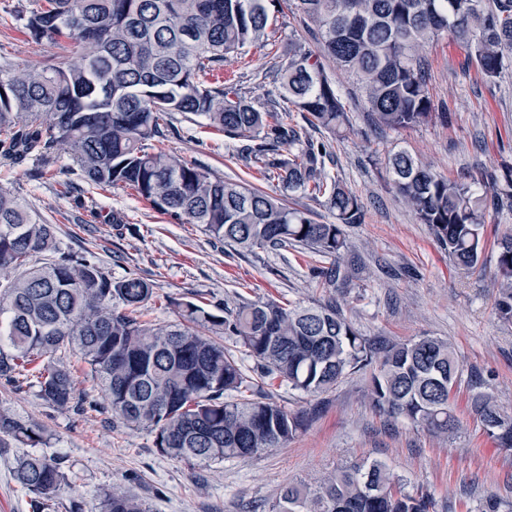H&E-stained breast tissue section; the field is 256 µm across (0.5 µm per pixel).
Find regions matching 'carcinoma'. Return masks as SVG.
<instances>
[{
  "mask_svg": "<svg viewBox=\"0 0 512 512\" xmlns=\"http://www.w3.org/2000/svg\"><path fill=\"white\" fill-rule=\"evenodd\" d=\"M316 30L318 51L288 35L283 106L262 112L234 84L208 76L224 55L268 41L267 0H42L24 28L35 39L74 42V57L46 67L0 66V159L38 162L53 173L67 152L100 189L130 187L180 224L247 250L301 246L328 259L311 268L324 288L348 292L356 269L345 260L343 226L364 222L358 195L322 168L327 144L302 140L288 112L331 133L349 124L322 58L355 77L375 126L399 131L432 117L424 52L442 35L462 43L488 80L512 66V0H286ZM203 116L241 153L291 192L326 198L335 224H318L278 199L173 157L163 138L174 115ZM392 188L429 227L453 267H477L483 210L512 207V169L491 178L492 194L441 177L405 151L385 158ZM495 310L512 322V233L497 242ZM43 254L47 261L30 263ZM0 385L32 375L48 405L82 415L106 412L155 433L158 452L195 464L260 456L284 447L305 417L262 397L277 379L306 396L367 375L374 410L436 436L458 428L452 395L462 366L452 344L434 336L380 343L362 335L331 295L311 305L274 299L210 304L171 299L180 322L145 319L152 285L112 278L91 251H60L54 225L0 189ZM211 331L207 335L199 327ZM254 362L243 367L220 337ZM77 352L104 393L77 391L56 352ZM471 409L501 448L512 449V415L488 394ZM42 427L0 411V452L46 444ZM12 479L43 512L69 480L56 458L25 454ZM101 512H149L121 491L101 495ZM385 464L342 465L317 485L290 482L271 512H429Z\"/></svg>",
  "mask_w": 512,
  "mask_h": 512,
  "instance_id": "carcinoma-1",
  "label": "carcinoma"
}]
</instances>
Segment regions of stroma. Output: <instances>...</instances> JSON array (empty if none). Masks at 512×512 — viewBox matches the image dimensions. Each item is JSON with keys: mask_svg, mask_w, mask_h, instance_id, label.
<instances>
[{"mask_svg": "<svg viewBox=\"0 0 512 512\" xmlns=\"http://www.w3.org/2000/svg\"><path fill=\"white\" fill-rule=\"evenodd\" d=\"M36 0H0V61L48 66L71 56L74 44L33 41L24 24ZM275 47L253 45L225 56L213 79L233 83L264 110L282 102L280 73L288 65V37L309 41L299 16L271 12ZM426 82L440 118L397 132L369 133L367 110L353 77L327 66L350 118L337 135L312 128L302 113L289 116L305 138L330 146L324 171L362 199L365 221L344 233L357 280L340 297L346 317L363 335L406 340L435 336L450 340L462 365L454 389L459 429L435 437L403 419L379 415L367 398V380L355 374L335 390L307 397L287 385L265 388L271 401L289 412H307L303 429L283 448L221 464L190 466L159 455L155 435L113 422L110 415L83 416L51 407L35 391L0 387V409L42 425L47 443L38 454L62 459L71 483L49 502L46 512H99L100 492L122 488L143 500L150 512H269L290 482L314 483L337 466L385 462L413 496L428 497L432 512H484L489 497L499 512H512V452L496 448L468 400L492 394L512 413V322L494 307L493 274L497 240L512 231V211L487 210L482 268L458 270L427 225L391 189L387 154L404 150L430 164L437 175L473 176V190L484 192L486 174L512 165V69L486 81L464 46L440 37L426 53ZM182 162L283 199L320 224L336 214L325 199L288 193L238 157L222 132L203 118L176 116L166 140ZM34 161L0 162V185L26 200L56 226L60 247L69 253L92 250L114 277L137 275L153 285L148 303L154 325L176 322L168 299L213 303L264 301L306 304L328 296L310 269L323 257L297 247L242 252L210 238L197 224H180L152 208L132 190H96L73 161L59 155L56 178L31 180Z\"/></svg>", "mask_w": 512, "mask_h": 512, "instance_id": "stroma-1", "label": "stroma"}]
</instances>
